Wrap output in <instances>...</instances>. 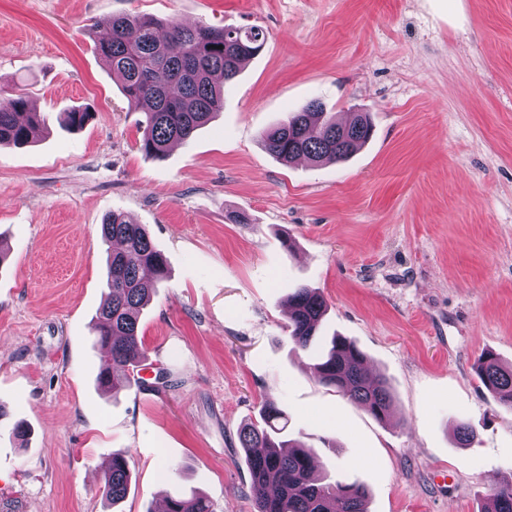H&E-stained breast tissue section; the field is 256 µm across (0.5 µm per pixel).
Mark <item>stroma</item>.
<instances>
[{
	"instance_id": "obj_1",
	"label": "stroma",
	"mask_w": 512,
	"mask_h": 512,
	"mask_svg": "<svg viewBox=\"0 0 512 512\" xmlns=\"http://www.w3.org/2000/svg\"><path fill=\"white\" fill-rule=\"evenodd\" d=\"M123 13L267 34L223 111L161 158L98 52ZM13 94L41 125L0 147V512H160L195 492L255 512L239 430L267 397L368 512H480L512 477V413L475 372L488 350L512 363V0H0ZM312 100L340 121L369 112L372 138L342 163L280 162L261 133ZM83 107L85 126L62 125ZM115 211L168 274L139 317L136 382L112 394L93 325ZM301 286L327 301L321 335L388 378L387 421L289 341ZM115 452L132 479L110 508Z\"/></svg>"
}]
</instances>
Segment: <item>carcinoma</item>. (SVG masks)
<instances>
[{
	"instance_id": "cac0c4a2",
	"label": "carcinoma",
	"mask_w": 512,
	"mask_h": 512,
	"mask_svg": "<svg viewBox=\"0 0 512 512\" xmlns=\"http://www.w3.org/2000/svg\"><path fill=\"white\" fill-rule=\"evenodd\" d=\"M110 36L98 51L111 65L112 77L134 107L144 108L140 150L161 157L175 142H185L224 106V85L236 78L242 65L257 55L266 41L258 26L183 25L139 14H121L110 21ZM38 113L28 111L21 96L0 100V146L23 144L34 138ZM367 112L338 122L316 100L263 132L265 150L291 162L304 157L314 163L342 162L372 136ZM102 239L120 248L107 260V304L95 318V348L112 372V392L131 383L128 371L144 360L138 336L140 310L150 300L167 270L164 254L147 229L121 212L102 224ZM292 310L288 334L298 348L318 337L327 310L323 295L300 287L289 296ZM365 355L339 336L326 342L314 364L316 380L359 403L378 421L388 418L393 395L383 376L365 379ZM476 371L500 406L512 411V366L505 367L491 351ZM259 423L240 430V442L251 475L257 512H366L367 490L360 484L342 485L316 474L314 454L298 439H284L288 420L271 400L262 402ZM131 473L125 455L114 453L104 470L102 494L115 504L123 499ZM166 512H213L203 495L172 498ZM482 512H512V479L490 490Z\"/></svg>"
}]
</instances>
